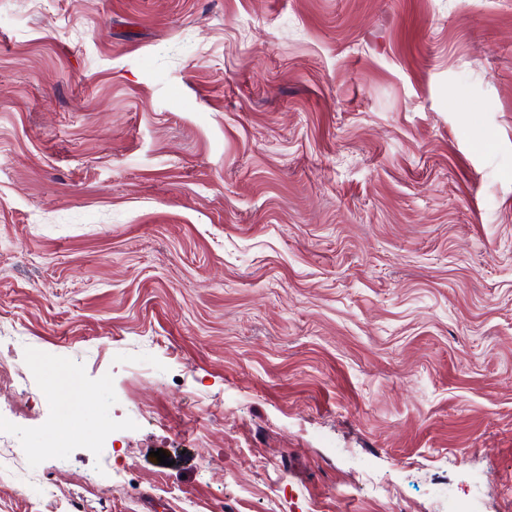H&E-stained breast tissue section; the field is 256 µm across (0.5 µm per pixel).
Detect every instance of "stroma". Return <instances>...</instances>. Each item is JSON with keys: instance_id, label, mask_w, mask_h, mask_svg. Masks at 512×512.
<instances>
[{"instance_id": "stroma-1", "label": "stroma", "mask_w": 512, "mask_h": 512, "mask_svg": "<svg viewBox=\"0 0 512 512\" xmlns=\"http://www.w3.org/2000/svg\"><path fill=\"white\" fill-rule=\"evenodd\" d=\"M0 362L57 512H512V0H0Z\"/></svg>"}]
</instances>
